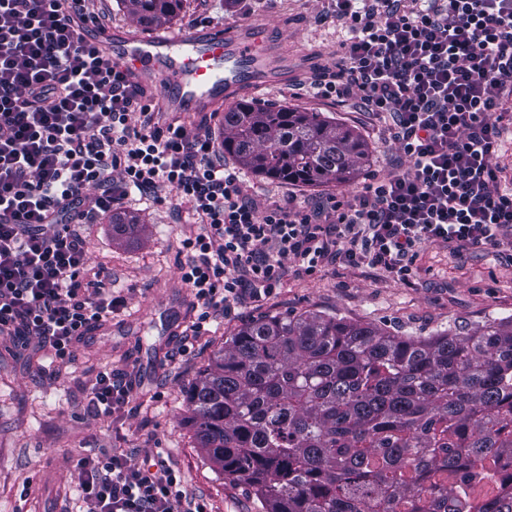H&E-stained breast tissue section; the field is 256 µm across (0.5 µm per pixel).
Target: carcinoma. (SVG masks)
Listing matches in <instances>:
<instances>
[{"label": "carcinoma", "mask_w": 512, "mask_h": 512, "mask_svg": "<svg viewBox=\"0 0 512 512\" xmlns=\"http://www.w3.org/2000/svg\"><path fill=\"white\" fill-rule=\"evenodd\" d=\"M145 27L185 0H129ZM224 153L267 177L341 184L364 141L320 112L240 103ZM198 447L264 512H512V319L398 336L316 311L237 331L188 391Z\"/></svg>", "instance_id": "obj_1"}]
</instances>
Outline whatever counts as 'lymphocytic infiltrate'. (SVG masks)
Here are the masks:
<instances>
[{"instance_id":"obj_1","label":"lymphocytic infiltrate","mask_w":512,"mask_h":512,"mask_svg":"<svg viewBox=\"0 0 512 512\" xmlns=\"http://www.w3.org/2000/svg\"><path fill=\"white\" fill-rule=\"evenodd\" d=\"M86 0H0V335L34 336L56 359L125 306L82 281L76 227L131 190L167 191L199 215L180 268L201 319L280 283L285 259L308 275L330 257L409 282L422 244L498 247L512 239V183L498 166L500 115L512 100V0H331L349 36L318 96L357 94L390 117L409 158L325 213L293 201L258 208L208 134L155 122L144 92L72 25ZM144 120L131 126L128 116ZM95 197H88V188ZM133 391L109 372L91 388L109 415ZM85 512H206L184 506L173 469L121 454L76 462Z\"/></svg>"}]
</instances>
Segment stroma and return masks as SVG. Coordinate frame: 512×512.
Here are the masks:
<instances>
[{
  "label": "stroma",
  "instance_id": "1",
  "mask_svg": "<svg viewBox=\"0 0 512 512\" xmlns=\"http://www.w3.org/2000/svg\"><path fill=\"white\" fill-rule=\"evenodd\" d=\"M329 0H187L169 23L179 32L198 25L248 24L297 58L287 86H271L244 101L319 112L365 141L369 163L341 185L285 184L245 170L241 178L258 205L293 200L311 211L330 198L405 170L409 160L384 121L364 111L356 96L321 99L312 83L333 67L347 33L329 11ZM87 35L99 30H138L123 0H87ZM136 217L123 238L112 218ZM86 242L85 279L106 271L104 287L126 300L125 309L99 335L79 345L70 362L57 364L36 338H0V512H80L74 460L103 451L128 462H162L181 479L187 498L207 512H263L249 489L224 479L205 460L188 423L189 386L239 329L258 318L316 311L368 323L401 336L470 329L485 320L512 317V247L466 250L423 245L417 272L402 284L370 267L325 261L312 275L287 260L288 273L269 295L243 299L196 332L199 309L177 335L167 332L192 296L180 278L187 258L183 241L199 232L190 204L132 192L97 223L79 225ZM133 386L128 404L111 415L94 414L89 388L101 370Z\"/></svg>",
  "mask_w": 512,
  "mask_h": 512
}]
</instances>
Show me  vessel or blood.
<instances>
[{
    "instance_id": "vessel-or-blood-1",
    "label": "vessel or blood",
    "mask_w": 512,
    "mask_h": 512,
    "mask_svg": "<svg viewBox=\"0 0 512 512\" xmlns=\"http://www.w3.org/2000/svg\"><path fill=\"white\" fill-rule=\"evenodd\" d=\"M99 48L144 90L164 87L158 111L210 112L242 90L258 91L288 76L271 42L248 26H198L183 32L115 31L99 35Z\"/></svg>"
}]
</instances>
